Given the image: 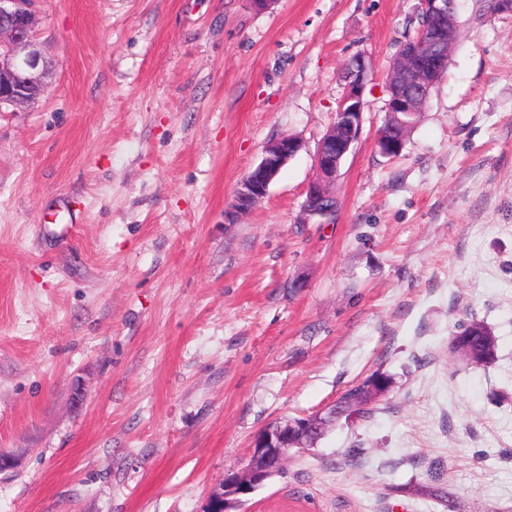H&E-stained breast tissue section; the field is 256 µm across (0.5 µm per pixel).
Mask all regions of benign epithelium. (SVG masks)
Instances as JSON below:
<instances>
[{
  "instance_id": "obj_1",
  "label": "benign epithelium",
  "mask_w": 512,
  "mask_h": 512,
  "mask_svg": "<svg viewBox=\"0 0 512 512\" xmlns=\"http://www.w3.org/2000/svg\"><path fill=\"white\" fill-rule=\"evenodd\" d=\"M29 2L0 0V106L29 107L47 88L52 65L37 39L36 19ZM444 14L448 15L446 36L435 25V20ZM416 16L420 22L417 36L411 43L400 44L387 81L391 131L379 134L377 139L380 152L386 156L402 151L407 137L406 118L423 110L435 82L448 67L445 40H453L457 28L449 0H417ZM369 73L370 63L360 54L344 66V90L334 125L318 145L314 156L316 176L306 188L303 208L309 217H328L336 212L333 187L343 161L361 133ZM302 147L303 142L295 135H284L264 147L260 162L236 189L226 212L228 223H234L238 215L254 208L267 195L281 168ZM321 424V418L315 416L269 423L255 437L248 465L226 475L223 485L210 493L207 503H220L223 512H232L242 497L261 487L274 467L284 465L293 451L313 447L312 439Z\"/></svg>"
}]
</instances>
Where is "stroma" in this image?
I'll use <instances>...</instances> for the list:
<instances>
[{"instance_id":"35a3bbf8","label":"stroma","mask_w":512,"mask_h":512,"mask_svg":"<svg viewBox=\"0 0 512 512\" xmlns=\"http://www.w3.org/2000/svg\"><path fill=\"white\" fill-rule=\"evenodd\" d=\"M457 37L399 156L377 147L415 0H32L53 63L0 107V512H202L270 422H336L242 512L512 507V13ZM372 77L327 218L303 220L342 71ZM302 150L236 223L265 145ZM483 321L493 362L450 350ZM358 449L355 462L345 459ZM442 465L440 461H431L428 464L426 469V482L419 486L418 491L423 496L444 500L448 502L449 505V503H452V501L450 502L451 496L448 494L447 489L438 483L440 474L442 473Z\"/></svg>"}]
</instances>
